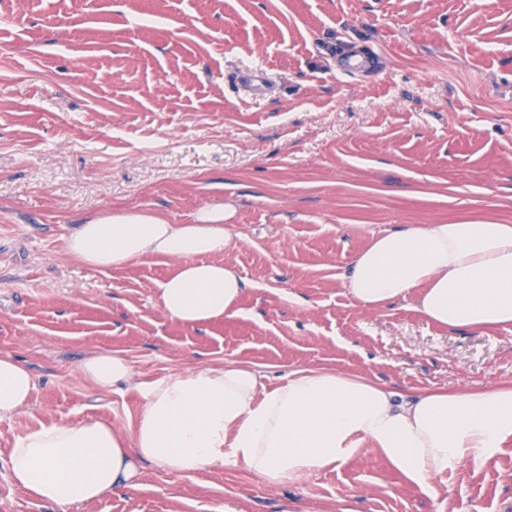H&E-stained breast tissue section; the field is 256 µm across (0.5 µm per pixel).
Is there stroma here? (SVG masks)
<instances>
[{
	"label": "stroma",
	"mask_w": 512,
	"mask_h": 512,
	"mask_svg": "<svg viewBox=\"0 0 512 512\" xmlns=\"http://www.w3.org/2000/svg\"><path fill=\"white\" fill-rule=\"evenodd\" d=\"M375 70L341 71L340 45ZM231 205L237 313L191 327L158 303L172 259L82 265L76 225L139 211L192 223ZM512 224V0H0V355L32 373L0 420V512H59L12 481L40 423L129 432L139 384L240 362L269 387L302 368L401 391L512 382V328L454 332L414 298L356 304L343 274L403 224ZM106 347L137 387L97 388ZM75 512H512V444L421 487L363 446L274 485L234 462ZM78 370L85 379L103 390L129 384L133 379L129 361L112 349L92 351L79 363Z\"/></svg>",
	"instance_id": "stroma-1"
}]
</instances>
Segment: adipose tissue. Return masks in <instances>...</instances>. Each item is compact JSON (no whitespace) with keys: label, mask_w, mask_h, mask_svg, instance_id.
Wrapping results in <instances>:
<instances>
[{"label":"adipose tissue","mask_w":512,"mask_h":512,"mask_svg":"<svg viewBox=\"0 0 512 512\" xmlns=\"http://www.w3.org/2000/svg\"><path fill=\"white\" fill-rule=\"evenodd\" d=\"M229 210L202 208L194 224L117 212L81 224L66 241L76 260L100 269L151 258L177 260L159 303L189 326L233 313L247 284L224 261L234 244ZM351 298L382 307L416 295L426 320L480 333L512 326V224H405L374 236L345 274ZM80 374L106 390L130 383L119 353L98 349ZM35 388L29 369L0 355V419L25 407ZM131 432L102 420L48 422L9 453L15 484L62 512L135 487L144 464L189 475L240 463L271 484L341 466L370 445L408 480L434 475L512 443V383L477 384L412 395L329 370L298 369L275 389L237 363L169 375L142 389Z\"/></svg>","instance_id":"obj_1"}]
</instances>
